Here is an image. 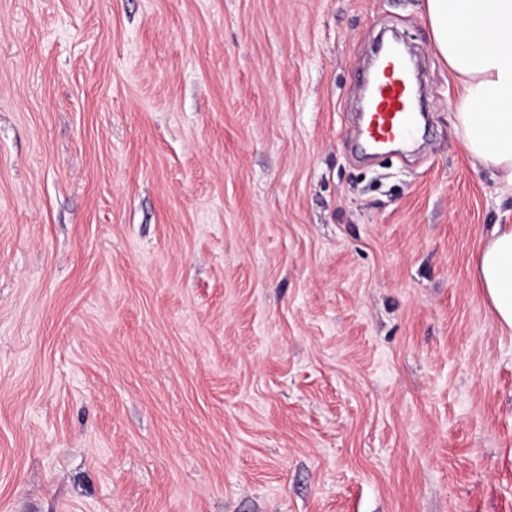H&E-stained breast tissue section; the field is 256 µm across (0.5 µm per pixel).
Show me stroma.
Segmentation results:
<instances>
[{"label":"stroma","instance_id":"stroma-1","mask_svg":"<svg viewBox=\"0 0 512 512\" xmlns=\"http://www.w3.org/2000/svg\"><path fill=\"white\" fill-rule=\"evenodd\" d=\"M459 90L424 0H0V512H512ZM420 96L411 83L399 49L387 53L375 79L362 136L369 143L416 139Z\"/></svg>","mask_w":512,"mask_h":512}]
</instances>
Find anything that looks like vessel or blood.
Returning a JSON list of instances; mask_svg holds the SVG:
<instances>
[{
	"mask_svg": "<svg viewBox=\"0 0 512 512\" xmlns=\"http://www.w3.org/2000/svg\"><path fill=\"white\" fill-rule=\"evenodd\" d=\"M420 97L411 83L400 50L387 53L375 79L362 135L367 142L416 139Z\"/></svg>",
	"mask_w": 512,
	"mask_h": 512,
	"instance_id": "vessel-or-blood-1",
	"label": "vessel or blood"
}]
</instances>
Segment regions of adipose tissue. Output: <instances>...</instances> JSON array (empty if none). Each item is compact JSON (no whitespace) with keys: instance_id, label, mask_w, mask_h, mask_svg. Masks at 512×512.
<instances>
[{"instance_id":"1","label":"adipose tissue","mask_w":512,"mask_h":512,"mask_svg":"<svg viewBox=\"0 0 512 512\" xmlns=\"http://www.w3.org/2000/svg\"><path fill=\"white\" fill-rule=\"evenodd\" d=\"M435 47L460 81L455 129L464 150L512 195V0H426ZM477 279L512 330V224L496 225Z\"/></svg>"}]
</instances>
